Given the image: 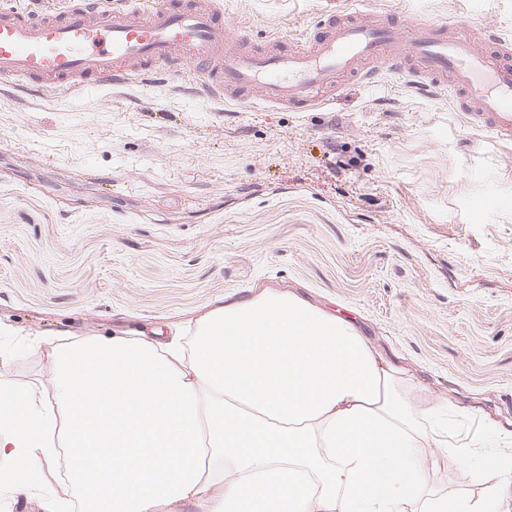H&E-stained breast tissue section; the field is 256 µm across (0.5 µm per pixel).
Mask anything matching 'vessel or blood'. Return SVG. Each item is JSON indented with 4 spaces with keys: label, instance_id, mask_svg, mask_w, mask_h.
Instances as JSON below:
<instances>
[{
    "label": "vessel or blood",
    "instance_id": "vessel-or-blood-1",
    "mask_svg": "<svg viewBox=\"0 0 512 512\" xmlns=\"http://www.w3.org/2000/svg\"><path fill=\"white\" fill-rule=\"evenodd\" d=\"M445 24L363 11L330 12L303 41L251 46L217 0H68L45 16L0 0V78L38 93L191 76L198 99L288 109L333 96L343 78L402 75L449 88L466 125L512 142V44L492 33L452 36Z\"/></svg>",
    "mask_w": 512,
    "mask_h": 512
}]
</instances>
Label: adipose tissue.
<instances>
[{
  "instance_id": "ef3b65f1",
  "label": "adipose tissue",
  "mask_w": 512,
  "mask_h": 512,
  "mask_svg": "<svg viewBox=\"0 0 512 512\" xmlns=\"http://www.w3.org/2000/svg\"><path fill=\"white\" fill-rule=\"evenodd\" d=\"M44 381L0 382L5 481L41 512H512L435 492L438 402L346 320L264 291L168 341L34 337Z\"/></svg>"
}]
</instances>
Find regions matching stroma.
<instances>
[{
	"label": "stroma",
	"mask_w": 512,
	"mask_h": 512,
	"mask_svg": "<svg viewBox=\"0 0 512 512\" xmlns=\"http://www.w3.org/2000/svg\"><path fill=\"white\" fill-rule=\"evenodd\" d=\"M254 43L355 0H219ZM512 38V0H365ZM267 289L349 319L448 407L453 439L512 442V146L448 94L345 79L297 112L173 84L33 95L0 79V324L57 337L179 325ZM48 366L0 335V380ZM448 453L431 475L452 495Z\"/></svg>",
	"instance_id": "obj_1"
}]
</instances>
